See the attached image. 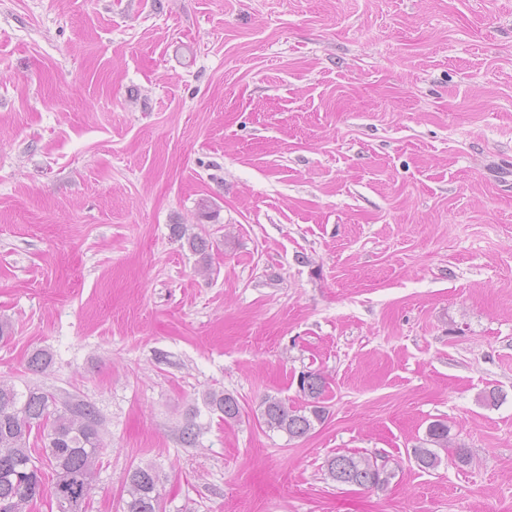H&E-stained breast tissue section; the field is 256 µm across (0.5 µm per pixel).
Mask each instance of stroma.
Listing matches in <instances>:
<instances>
[{
  "mask_svg": "<svg viewBox=\"0 0 512 512\" xmlns=\"http://www.w3.org/2000/svg\"><path fill=\"white\" fill-rule=\"evenodd\" d=\"M1 321L100 412L87 512L140 463L162 512H512V0H0ZM306 371L325 422L256 424ZM188 229L183 224H174L171 227L172 236L181 241L185 239L188 249L198 256L197 271L201 275H206L212 268V255L210 241L205 236L198 233H187ZM204 403L210 411H217L224 415L225 420H235L240 417L239 403L231 394L211 391L205 394ZM448 424L444 421L431 422L426 430V438L412 448L415 461L420 468L435 469L442 462L439 449L448 451ZM383 468L373 456L360 453L337 454L327 461V472L329 477L340 485L344 480H352L356 487L374 488L380 482L387 483L391 473Z\"/></svg>",
  "mask_w": 512,
  "mask_h": 512,
  "instance_id": "35a3bbf8",
  "label": "stroma"
}]
</instances>
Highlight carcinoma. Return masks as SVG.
Listing matches in <instances>:
<instances>
[{"label":"carcinoma","instance_id":"cac0c4a2","mask_svg":"<svg viewBox=\"0 0 512 512\" xmlns=\"http://www.w3.org/2000/svg\"><path fill=\"white\" fill-rule=\"evenodd\" d=\"M172 236L185 241L188 249L198 256L197 271L206 275L212 268L210 241L198 233H189L183 224L171 227ZM327 382L319 372L301 374L300 391L307 397L304 406H293L282 398L267 396L255 412V419L270 431L285 433L290 439L308 436L327 414L325 396ZM204 403L224 419L240 417L237 399L228 393L211 391ZM101 418L90 404L78 401L61 402L52 393L36 387L0 380V512L35 492L43 483L42 465L55 473L53 488L47 495L57 494L87 512L93 492L94 476L103 448ZM448 424L431 422L426 438L412 448L420 468L430 470L442 462L440 451L448 449ZM40 441L42 453L34 456L30 438ZM329 477L342 485L353 481L362 488H374L388 482L391 473L379 467L376 459L360 454H337L327 461ZM123 512H160L161 493L158 476L150 465H136L127 472Z\"/></svg>","mask_w":512,"mask_h":512}]
</instances>
